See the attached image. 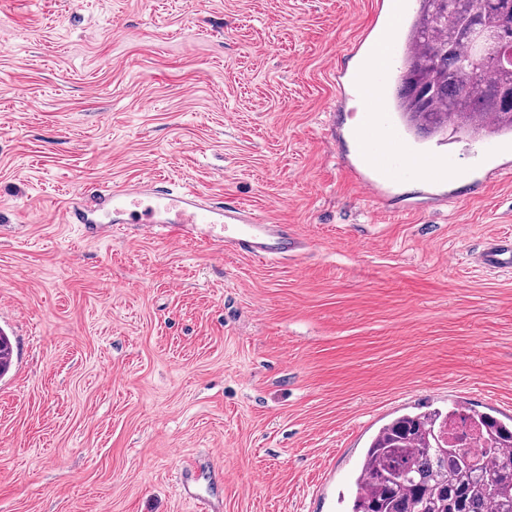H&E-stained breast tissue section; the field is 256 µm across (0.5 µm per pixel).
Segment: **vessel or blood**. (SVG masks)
<instances>
[{
    "label": "vessel or blood",
    "instance_id": "obj_1",
    "mask_svg": "<svg viewBox=\"0 0 512 512\" xmlns=\"http://www.w3.org/2000/svg\"><path fill=\"white\" fill-rule=\"evenodd\" d=\"M412 11L410 0H378L375 23L358 46L361 61L341 75L358 114L345 168L366 196L378 203L387 190L409 179L428 182L443 200L447 188L467 175L453 157L415 151L387 113L390 82L401 63L398 37L409 27ZM62 218L64 223L92 230L101 224H137L147 233L163 228L176 238L217 241L238 254L265 261L295 256L302 247L290 225L272 223L243 204L215 202L193 187H168L150 177L115 187L98 186L72 200ZM478 261L490 271L511 270L512 239H489Z\"/></svg>",
    "mask_w": 512,
    "mask_h": 512
}]
</instances>
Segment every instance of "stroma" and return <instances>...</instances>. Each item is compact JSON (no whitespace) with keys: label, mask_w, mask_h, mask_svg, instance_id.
Returning a JSON list of instances; mask_svg holds the SVG:
<instances>
[{"label":"stroma","mask_w":512,"mask_h":512,"mask_svg":"<svg viewBox=\"0 0 512 512\" xmlns=\"http://www.w3.org/2000/svg\"><path fill=\"white\" fill-rule=\"evenodd\" d=\"M372 0H0V512H347L370 436L454 401L512 416V171L372 202L333 140ZM188 184L295 258L90 233L91 182ZM478 261L482 267L490 271H511L512 239L492 237L483 245Z\"/></svg>","instance_id":"35a3bbf8"}]
</instances>
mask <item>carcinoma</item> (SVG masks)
<instances>
[{"label":"carcinoma","instance_id":"cac0c4a2","mask_svg":"<svg viewBox=\"0 0 512 512\" xmlns=\"http://www.w3.org/2000/svg\"><path fill=\"white\" fill-rule=\"evenodd\" d=\"M397 80L395 111L409 126L436 133L452 124L479 136L485 118L512 134V69L488 54L462 83L475 29L512 32V0H419ZM12 363L9 337L0 330V377ZM481 427L482 451L464 453L441 433L450 413H405L381 426L365 451L350 512H512V417L462 410Z\"/></svg>","mask_w":512,"mask_h":512}]
</instances>
